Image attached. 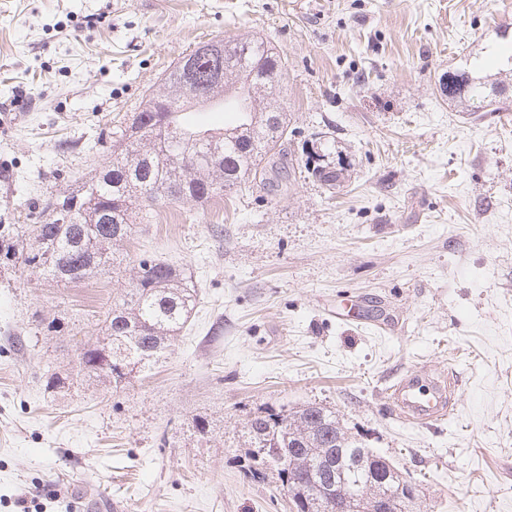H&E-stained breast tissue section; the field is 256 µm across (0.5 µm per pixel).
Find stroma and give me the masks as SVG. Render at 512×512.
<instances>
[{
    "mask_svg": "<svg viewBox=\"0 0 512 512\" xmlns=\"http://www.w3.org/2000/svg\"><path fill=\"white\" fill-rule=\"evenodd\" d=\"M247 35L288 59L293 161L329 143L346 181L247 183L137 225L124 253L188 268L200 301L118 390L40 378L72 371L116 280L0 272V512L35 488L32 512H290L241 430L314 402L417 484L411 512H512V86L478 120L439 90L512 42V0H0V224L106 161L101 130L195 45ZM38 316L76 327L36 336ZM425 365L459 380L431 428L384 398Z\"/></svg>",
    "mask_w": 512,
    "mask_h": 512,
    "instance_id": "obj_1",
    "label": "stroma"
}]
</instances>
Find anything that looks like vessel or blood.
<instances>
[{"instance_id": "1", "label": "vessel or blood", "mask_w": 512, "mask_h": 512, "mask_svg": "<svg viewBox=\"0 0 512 512\" xmlns=\"http://www.w3.org/2000/svg\"><path fill=\"white\" fill-rule=\"evenodd\" d=\"M448 375L431 369L410 370L388 389L386 399L400 418L428 424L447 417L450 402Z\"/></svg>"}]
</instances>
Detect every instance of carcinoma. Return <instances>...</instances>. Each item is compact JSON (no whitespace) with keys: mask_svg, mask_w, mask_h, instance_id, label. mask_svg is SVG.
Returning a JSON list of instances; mask_svg holds the SVG:
<instances>
[{"mask_svg":"<svg viewBox=\"0 0 512 512\" xmlns=\"http://www.w3.org/2000/svg\"><path fill=\"white\" fill-rule=\"evenodd\" d=\"M501 54L511 64L499 76H477L476 63L443 75L441 93L467 112H481L512 78V46ZM285 61L254 37L224 42L219 59L203 46L180 58L162 88L142 102L139 126L115 124L107 136L112 158L92 169L69 195H50L30 212L32 224H0V266L21 265L56 284L82 283L112 271L122 273L124 243L135 223L148 224L159 202L207 203L242 184L273 190L268 169L285 158L287 113L277 95ZM234 105L236 122L212 133L192 117L217 105ZM348 172L316 166L320 181L339 186ZM73 211L68 222L54 206ZM198 304V285L187 269L144 250L132 275L103 313L102 335L85 343L75 376L42 368L45 387L63 389L74 378L115 390L134 370L151 369L175 344ZM254 471L276 472L295 512H332L339 497L354 512H373L372 500L405 512L415 491L388 459L345 431L339 414L319 403L295 410L258 409L245 425Z\"/></svg>","mask_w":512,"mask_h":512,"instance_id":"obj_1","label":"carcinoma"}]
</instances>
